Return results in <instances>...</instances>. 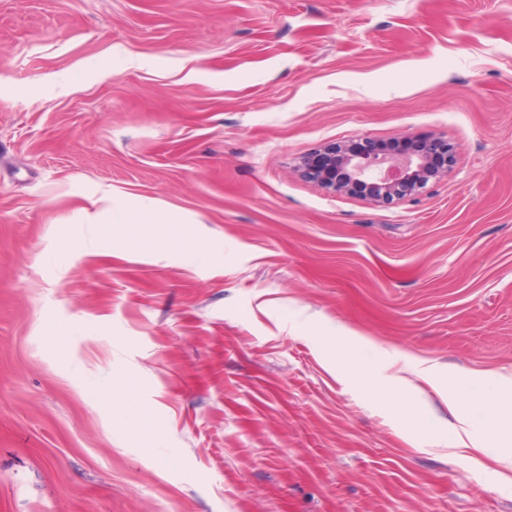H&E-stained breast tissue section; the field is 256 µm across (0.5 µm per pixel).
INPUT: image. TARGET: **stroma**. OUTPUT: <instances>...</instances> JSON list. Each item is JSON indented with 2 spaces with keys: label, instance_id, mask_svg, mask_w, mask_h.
I'll return each mask as SVG.
<instances>
[{
  "label": "stroma",
  "instance_id": "obj_1",
  "mask_svg": "<svg viewBox=\"0 0 512 512\" xmlns=\"http://www.w3.org/2000/svg\"><path fill=\"white\" fill-rule=\"evenodd\" d=\"M427 136L414 201L295 171ZM105 185L156 221L73 250ZM336 334L512 376V0H0V512H512Z\"/></svg>",
  "mask_w": 512,
  "mask_h": 512
}]
</instances>
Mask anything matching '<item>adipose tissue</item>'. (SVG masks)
<instances>
[{
    "mask_svg": "<svg viewBox=\"0 0 512 512\" xmlns=\"http://www.w3.org/2000/svg\"><path fill=\"white\" fill-rule=\"evenodd\" d=\"M324 344L342 376L366 389L398 424L426 433L435 447L456 452L461 449L489 451L491 459L512 468V377L482 374L450 376L426 360L404 364L391 356L377 360L368 354L370 342L363 336H327ZM419 377L447 406L453 421L440 433L427 416L417 388L410 382ZM494 421L493 449H486L483 427Z\"/></svg>",
    "mask_w": 512,
    "mask_h": 512,
    "instance_id": "1",
    "label": "adipose tissue"
}]
</instances>
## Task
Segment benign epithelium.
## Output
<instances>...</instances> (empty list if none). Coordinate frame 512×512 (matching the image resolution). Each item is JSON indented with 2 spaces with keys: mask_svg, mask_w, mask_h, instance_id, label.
I'll use <instances>...</instances> for the list:
<instances>
[{
  "mask_svg": "<svg viewBox=\"0 0 512 512\" xmlns=\"http://www.w3.org/2000/svg\"><path fill=\"white\" fill-rule=\"evenodd\" d=\"M393 145L372 138L330 143L302 156L295 171L326 191L390 205L415 200L448 176L456 154L442 137L412 140L403 151Z\"/></svg>",
  "mask_w": 512,
  "mask_h": 512,
  "instance_id": "7a95c632",
  "label": "benign epithelium"
}]
</instances>
